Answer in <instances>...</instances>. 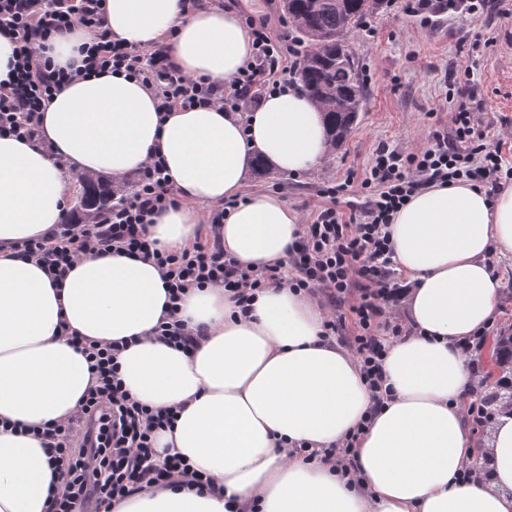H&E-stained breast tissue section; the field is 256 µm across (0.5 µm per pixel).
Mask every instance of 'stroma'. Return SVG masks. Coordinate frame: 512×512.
I'll return each instance as SVG.
<instances>
[{
    "label": "stroma",
    "instance_id": "1",
    "mask_svg": "<svg viewBox=\"0 0 512 512\" xmlns=\"http://www.w3.org/2000/svg\"><path fill=\"white\" fill-rule=\"evenodd\" d=\"M507 30H512V0H489L482 14L428 26L383 6L369 26L348 36L366 82V100L343 147L310 173L279 171L270 178L247 173L245 192L277 194L310 221L324 202V186L340 182L348 171L364 172L379 144L415 149L427 142L431 130L449 129L455 92L448 76L459 65L473 70L460 95L478 108L489 139L512 133V50L501 42ZM489 257L501 281L492 320L499 329L512 324V252L495 249Z\"/></svg>",
    "mask_w": 512,
    "mask_h": 512
}]
</instances>
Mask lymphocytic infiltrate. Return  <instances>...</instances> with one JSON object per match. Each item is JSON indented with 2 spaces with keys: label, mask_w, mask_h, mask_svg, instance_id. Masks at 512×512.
Segmentation results:
<instances>
[{
  "label": "lymphocytic infiltrate",
  "mask_w": 512,
  "mask_h": 512,
  "mask_svg": "<svg viewBox=\"0 0 512 512\" xmlns=\"http://www.w3.org/2000/svg\"><path fill=\"white\" fill-rule=\"evenodd\" d=\"M105 0H0V35L14 45L11 79L0 82V135L32 138L41 114L59 87L90 74L127 72L138 77L157 99V109L170 112L216 106L246 113L253 90L285 89L297 72L300 52L287 35H272L266 16H247L253 55L232 79L215 84L186 76L166 50H148L113 41L105 18ZM399 11L430 24L433 18L483 12L486 0H392ZM78 25L94 35L84 49L81 67L54 66L45 55L53 33ZM464 181L494 196L501 183L512 181L499 147L487 141L481 121L466 103L453 110L451 129L433 131L428 146L409 152L381 145L364 172H348L323 189L327 203L305 225L290 262L263 269L237 266L224 255L220 236L207 244L176 250L158 248L146 234L153 214L176 201V191L160 156L148 158L139 187L94 224H61L47 238L21 247L26 260L41 265L52 282L65 278L74 263L89 254L121 252L152 260L162 271L171 306L204 285L224 287L237 305L249 309L257 293L287 286L321 292L335 308L325 321V335L345 337L374 394L389 393L383 362L391 339L402 326L387 305L399 294L391 278L392 246L387 228L394 213L425 185ZM358 187L362 207L343 211L339 199ZM95 376L80 409L66 421L38 430L50 460L64 479L50 495L49 512H100L102 507L140 491L180 483L204 484L203 475L180 456L157 462L156 439L172 429L176 413L153 408L132 397L119 376V346L79 341Z\"/></svg>",
  "instance_id": "1"
}]
</instances>
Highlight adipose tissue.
Segmentation results:
<instances>
[{"mask_svg":"<svg viewBox=\"0 0 512 512\" xmlns=\"http://www.w3.org/2000/svg\"><path fill=\"white\" fill-rule=\"evenodd\" d=\"M114 40L167 46L186 75L220 84L251 55L237 10H189L186 0H106ZM93 35L81 27L52 35L58 66L79 63ZM142 82L125 73L79 78L52 97L32 140L0 136V512H47L61 486L36 428L67 420L94 384L89 362L62 329L100 343L122 339L125 388L141 403L174 407L173 430L158 446L187 458L210 479L201 489L172 485L112 503L111 512H512V413H499L486 450L485 483L460 478L474 454L460 403L474 388L457 347L493 319L500 282L485 262L491 245L512 251V184L494 197L467 183L431 184L394 214L390 242L409 284L412 335L393 342L384 371L393 397L374 408L353 357L323 335L310 295L272 287L241 312L220 286L184 297L181 319L201 328L194 350L155 339L168 318L159 267L126 255H89L61 283L23 260L24 242L51 234L69 210L75 176L123 178L160 154L176 205L153 215L159 248L183 247L203 207L234 200L221 233L224 253L257 269L286 261L302 230L280 196L244 193L253 153L277 169L317 170L326 157L322 112L306 91L267 94L241 120L213 106L163 114ZM359 431L361 482L331 464L306 462Z\"/></svg>","mask_w":512,"mask_h":512,"instance_id":"obj_1","label":"adipose tissue"}]
</instances>
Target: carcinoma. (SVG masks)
Listing matches in <instances>:
<instances>
[{
	"mask_svg": "<svg viewBox=\"0 0 512 512\" xmlns=\"http://www.w3.org/2000/svg\"><path fill=\"white\" fill-rule=\"evenodd\" d=\"M383 0H281L291 30L303 45L298 78L327 124V153L340 149L363 111L365 90L359 65L347 36L375 14ZM80 193L75 216L82 224H94L100 213L135 188L129 181L101 173L79 176ZM497 385L509 393L493 391L484 404L512 411V325L494 337Z\"/></svg>",
	"mask_w": 512,
	"mask_h": 512,
	"instance_id": "cac0c4a2",
	"label": "carcinoma"
}]
</instances>
